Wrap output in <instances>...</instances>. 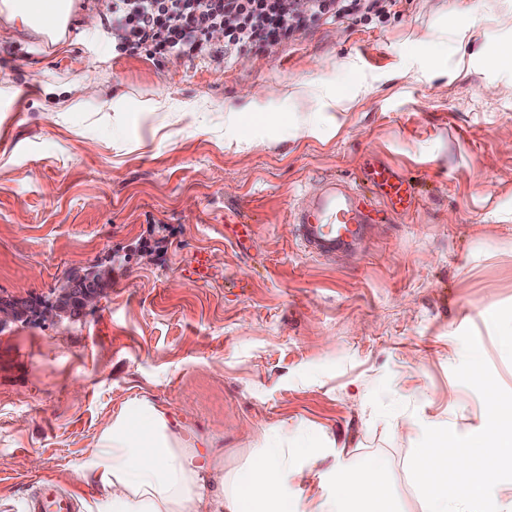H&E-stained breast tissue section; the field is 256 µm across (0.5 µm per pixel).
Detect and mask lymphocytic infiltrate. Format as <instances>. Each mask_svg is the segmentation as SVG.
Returning <instances> with one entry per match:
<instances>
[{"label":"lymphocytic infiltrate","mask_w":512,"mask_h":512,"mask_svg":"<svg viewBox=\"0 0 512 512\" xmlns=\"http://www.w3.org/2000/svg\"><path fill=\"white\" fill-rule=\"evenodd\" d=\"M106 20L118 54L234 62L296 39L320 21L367 20L382 0H108ZM223 32V43L210 33Z\"/></svg>","instance_id":"lymphocytic-infiltrate-1"}]
</instances>
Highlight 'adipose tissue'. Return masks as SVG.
Instances as JSON below:
<instances>
[{
  "label": "adipose tissue",
  "instance_id": "1",
  "mask_svg": "<svg viewBox=\"0 0 512 512\" xmlns=\"http://www.w3.org/2000/svg\"><path fill=\"white\" fill-rule=\"evenodd\" d=\"M20 26L48 32L67 22L69 0H6ZM288 431L234 470L224 452L189 437L153 400L132 399L100 431L79 476L98 489L90 512H393L383 460L342 464L334 495L289 493L297 472Z\"/></svg>",
  "mask_w": 512,
  "mask_h": 512
}]
</instances>
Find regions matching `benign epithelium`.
I'll use <instances>...</instances> for the list:
<instances>
[{"instance_id": "1", "label": "benign epithelium", "mask_w": 512, "mask_h": 512, "mask_svg": "<svg viewBox=\"0 0 512 512\" xmlns=\"http://www.w3.org/2000/svg\"><path fill=\"white\" fill-rule=\"evenodd\" d=\"M107 280L108 273L94 272L82 281L78 289L69 286L56 289L53 300L43 305L20 299L0 300V328L10 322L29 317L58 322L70 314L71 305L76 299L79 300V312L93 309L105 295Z\"/></svg>"}]
</instances>
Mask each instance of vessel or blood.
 <instances>
[{"mask_svg": "<svg viewBox=\"0 0 512 512\" xmlns=\"http://www.w3.org/2000/svg\"><path fill=\"white\" fill-rule=\"evenodd\" d=\"M419 192L396 168L369 162L357 183L324 180L312 198L293 213L299 236L309 252L330 256L357 247L370 225L388 214L408 212L418 205ZM28 512H79L74 499L53 482L42 483L27 504Z\"/></svg>", "mask_w": 512, "mask_h": 512, "instance_id": "1", "label": "vessel or blood"}]
</instances>
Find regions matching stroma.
<instances>
[{
    "instance_id": "stroma-1",
    "label": "stroma",
    "mask_w": 512,
    "mask_h": 512,
    "mask_svg": "<svg viewBox=\"0 0 512 512\" xmlns=\"http://www.w3.org/2000/svg\"><path fill=\"white\" fill-rule=\"evenodd\" d=\"M396 10L229 67L113 52L105 0H82L51 47L0 14V298L46 302L112 270L78 320L0 329V512L46 481L92 502L78 467L137 396L228 470L301 431L313 450L293 494L334 493L344 460L381 457L396 512H420L418 426L484 427L453 374L465 329L512 391V0ZM247 94L252 119H230ZM302 117L318 136H297ZM373 157L414 180L417 209L372 225L360 251L309 256L292 222L303 193ZM243 219L241 246L224 227Z\"/></svg>"
}]
</instances>
